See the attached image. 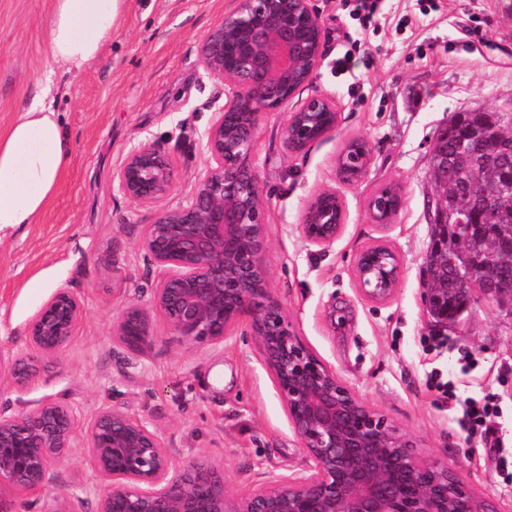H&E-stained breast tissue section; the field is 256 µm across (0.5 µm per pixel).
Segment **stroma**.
<instances>
[{
  "label": "stroma",
  "mask_w": 512,
  "mask_h": 512,
  "mask_svg": "<svg viewBox=\"0 0 512 512\" xmlns=\"http://www.w3.org/2000/svg\"><path fill=\"white\" fill-rule=\"evenodd\" d=\"M338 3L315 0L325 38L311 83L286 112L260 121L253 164L270 286L300 336L360 400L414 437L422 458L448 462L477 495L512 512V474L502 465L512 457V310L481 299L458 325L440 329L423 302L428 204L438 195L430 147L453 113L512 114V0H381L379 21L364 28ZM50 7L51 0H0V128L39 89ZM234 7L235 0H126L100 58L78 74H58L69 166L41 222L0 239V342H22L49 296L75 291L85 309L76 335L26 401H66L85 422L122 398L162 432L175 465L207 455L244 494L306 463L251 339L237 334L187 349L156 312L148 357L125 366L112 343L122 310L131 301L150 306L158 277L137 248V227L153 212L113 191L112 172L133 147L155 141L174 165L168 205L190 193L206 165L204 134L232 98L204 76L199 46ZM352 38L363 51L337 73ZM316 94L335 104L336 128L288 152L286 114ZM354 137L367 141L371 162L362 179L345 183L336 160ZM386 184L399 188L403 206L393 223L375 224L366 203ZM323 189L336 190L345 206L343 231L325 248L300 230L307 201ZM376 244L402 263L397 290L382 301L362 292L356 273L359 254ZM488 394L503 412L499 449L454 421L459 401ZM55 470L62 490L75 493L61 502L66 512H98L105 484L86 466L82 445Z\"/></svg>",
  "instance_id": "stroma-1"
}]
</instances>
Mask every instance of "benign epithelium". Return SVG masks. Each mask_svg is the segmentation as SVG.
Returning <instances> with one entry per match:
<instances>
[{
  "label": "benign epithelium",
  "mask_w": 512,
  "mask_h": 512,
  "mask_svg": "<svg viewBox=\"0 0 512 512\" xmlns=\"http://www.w3.org/2000/svg\"><path fill=\"white\" fill-rule=\"evenodd\" d=\"M324 34L312 0H238L235 12L204 35L200 63L212 80L232 90V100L214 115L205 133L207 163L187 200L164 201L173 183V163L155 142L133 148L112 174V186L138 207L154 211L140 224L138 251L160 278L152 288L158 311L187 349L218 345L240 328L257 346L280 398L288 425L306 451V468L279 475L246 494L224 483V471L199 455L173 465L165 437L123 401L100 409L84 428L86 464L106 483L99 512H497L477 496L459 471L421 458L417 441L382 411L361 401L304 341L273 297L263 255L264 200L251 163L261 114L279 112L310 83L323 56ZM336 127V107L314 95L288 113L283 144L300 152L311 139ZM486 154L503 183L468 191L467 218L456 235L481 233L506 194L512 193V144H468ZM371 162L367 142L354 137L338 158L345 182L361 179ZM344 204L336 191L315 193L302 213L308 242L328 246L342 233ZM428 250L448 249L441 201L429 213ZM473 300L512 303V278L457 268ZM364 293L382 300L401 279L399 257L384 245L358 257ZM84 303L69 289L53 293L27 324L25 345L0 343V380L17 395L20 409L0 410V490L38 495L40 512L55 506L54 463L65 458L79 428L74 407L59 400L29 406L23 396L40 366L56 362L74 339ZM112 341L139 360L156 344L150 310L129 303L112 327Z\"/></svg>",
  "instance_id": "7a95c632"
}]
</instances>
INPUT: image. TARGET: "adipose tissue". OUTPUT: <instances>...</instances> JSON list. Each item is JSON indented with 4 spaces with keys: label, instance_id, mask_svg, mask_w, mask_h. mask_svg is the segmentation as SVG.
Masks as SVG:
<instances>
[{
    "label": "adipose tissue",
    "instance_id": "adipose-tissue-1",
    "mask_svg": "<svg viewBox=\"0 0 512 512\" xmlns=\"http://www.w3.org/2000/svg\"><path fill=\"white\" fill-rule=\"evenodd\" d=\"M125 0H52L46 33L51 66L40 92L0 129V238L39 223L55 197L70 149L54 91L58 71L78 73L112 37Z\"/></svg>",
    "mask_w": 512,
    "mask_h": 512
}]
</instances>
